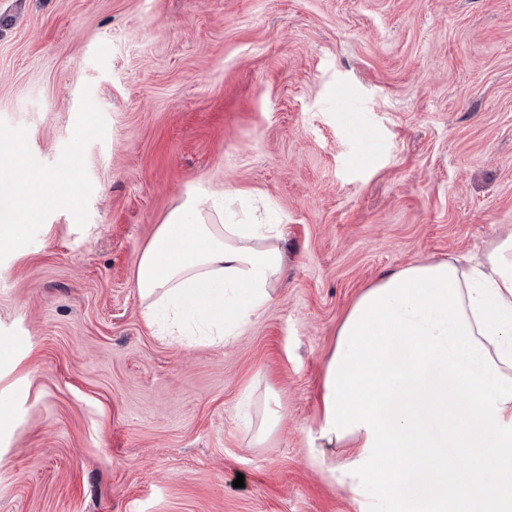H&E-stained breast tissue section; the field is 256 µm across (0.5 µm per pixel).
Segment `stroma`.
I'll return each mask as SVG.
<instances>
[{
	"instance_id": "35a3bbf8",
	"label": "stroma",
	"mask_w": 512,
	"mask_h": 512,
	"mask_svg": "<svg viewBox=\"0 0 512 512\" xmlns=\"http://www.w3.org/2000/svg\"><path fill=\"white\" fill-rule=\"evenodd\" d=\"M13 136L82 203L0 247V512H356L311 446L325 366L363 288L512 229V0H0ZM196 190L286 227L220 344L134 282Z\"/></svg>"
}]
</instances>
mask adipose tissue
Masks as SVG:
<instances>
[{"instance_id": "ef3b65f1", "label": "adipose tissue", "mask_w": 512, "mask_h": 512, "mask_svg": "<svg viewBox=\"0 0 512 512\" xmlns=\"http://www.w3.org/2000/svg\"><path fill=\"white\" fill-rule=\"evenodd\" d=\"M14 210L0 245L20 244L18 218L64 204L77 180L31 172L0 149ZM199 193L158 225L135 286L145 316L238 335L267 306L285 256L278 224H216ZM318 438L341 443L331 474L357 512H512V232L474 266L411 264L359 294L338 327L320 394ZM420 489L406 496L405 472Z\"/></svg>"}]
</instances>
